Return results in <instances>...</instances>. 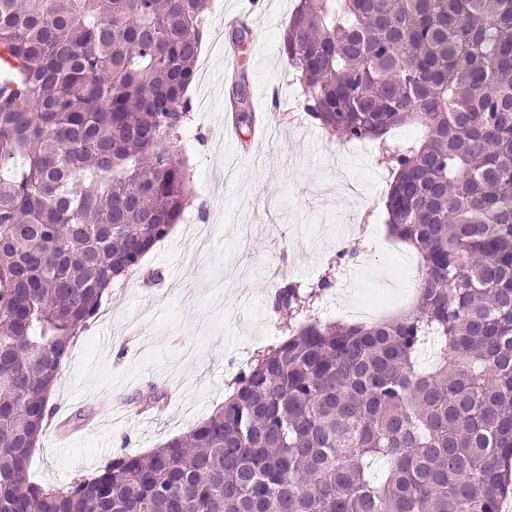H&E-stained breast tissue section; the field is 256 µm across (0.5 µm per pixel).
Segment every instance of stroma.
Listing matches in <instances>:
<instances>
[{
  "label": "stroma",
  "instance_id": "obj_1",
  "mask_svg": "<svg viewBox=\"0 0 512 512\" xmlns=\"http://www.w3.org/2000/svg\"><path fill=\"white\" fill-rule=\"evenodd\" d=\"M295 0H210L209 17L229 24L207 33L198 61L207 68L188 94L190 134L170 150L190 170L192 201L182 217L206 228L207 252L169 234L141 261V274L114 281L103 314L73 345L53 394L54 418L31 456L38 484H64L125 453H149L188 432L222 405L228 383L254 354L279 341L288 321L275 311L270 282L317 281L336 257V240H363L343 262L336 306L373 296L390 271L405 278L390 312L414 306L418 283L406 268L410 248L385 251L374 232L384 209L367 211L336 193L337 182L387 195L373 141L350 151L316 126L300 128L303 89L289 70L281 34ZM244 40H235L234 29ZM245 81L262 140L229 138L224 117L231 83ZM166 410L147 407L151 393Z\"/></svg>",
  "mask_w": 512,
  "mask_h": 512
}]
</instances>
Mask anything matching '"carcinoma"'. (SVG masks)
I'll return each instance as SVG.
<instances>
[{"mask_svg":"<svg viewBox=\"0 0 512 512\" xmlns=\"http://www.w3.org/2000/svg\"><path fill=\"white\" fill-rule=\"evenodd\" d=\"M210 0H0V512H501L512 494V0H298L304 110L378 142L416 306L317 316L328 277L274 283L299 321L224 405L65 485L28 478L75 339L184 211L167 143ZM242 83L231 105L251 126ZM415 125L400 141L391 129ZM440 356L417 367L425 340Z\"/></svg>","mask_w":512,"mask_h":512,"instance_id":"carcinoma-1","label":"carcinoma"}]
</instances>
